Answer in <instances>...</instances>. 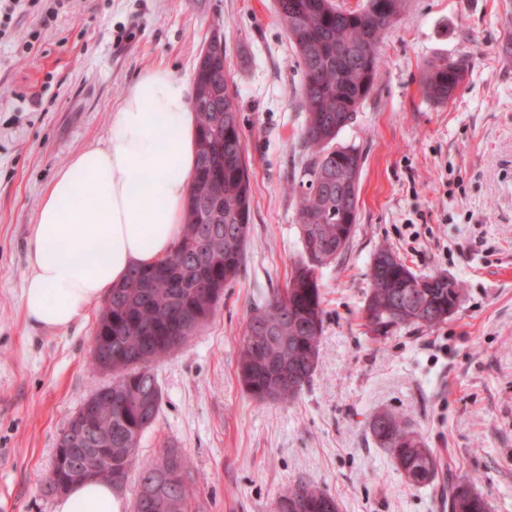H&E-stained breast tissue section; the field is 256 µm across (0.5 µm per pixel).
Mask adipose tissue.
Returning <instances> with one entry per match:
<instances>
[{
  "label": "adipose tissue",
  "instance_id": "ef3b65f1",
  "mask_svg": "<svg viewBox=\"0 0 512 512\" xmlns=\"http://www.w3.org/2000/svg\"><path fill=\"white\" fill-rule=\"evenodd\" d=\"M192 87L171 69L145 70L112 111L104 145L59 168L44 191L28 249L23 312L65 330L132 269L164 260L182 235L197 165ZM55 512H123L111 483L85 480Z\"/></svg>",
  "mask_w": 512,
  "mask_h": 512
}]
</instances>
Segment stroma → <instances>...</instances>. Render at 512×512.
Segmentation results:
<instances>
[{
  "label": "stroma",
  "mask_w": 512,
  "mask_h": 512,
  "mask_svg": "<svg viewBox=\"0 0 512 512\" xmlns=\"http://www.w3.org/2000/svg\"><path fill=\"white\" fill-rule=\"evenodd\" d=\"M58 15L12 13L0 39V512H54L47 493L70 418L112 375L89 352L100 311L65 331L21 307L31 228L45 186L70 157L105 141L113 106L147 68L193 80L213 33L227 47L251 164L244 266L216 310L153 367L161 390L137 459L169 445L189 461L192 512H271L300 482L340 512H445L440 488L469 479L490 512H512V0H406L379 49L374 89L339 135L364 155L358 222L317 270L324 302L315 370L285 404L254 399L237 360L246 322L305 256L298 198L300 59L276 0H64ZM466 65L447 102L429 99L426 64ZM461 283L432 327L374 336L363 310L374 255ZM406 415L450 468L413 486L369 424Z\"/></svg>",
  "instance_id": "stroma-1"
}]
</instances>
